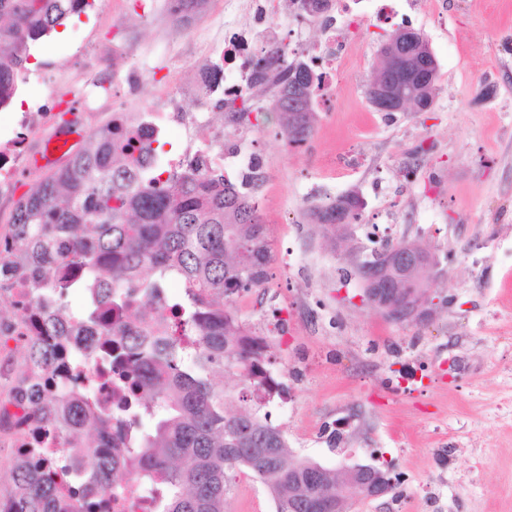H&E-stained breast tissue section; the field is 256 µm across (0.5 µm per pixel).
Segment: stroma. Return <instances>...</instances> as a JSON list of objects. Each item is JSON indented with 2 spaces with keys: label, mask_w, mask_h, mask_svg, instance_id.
<instances>
[{
  "label": "stroma",
  "mask_w": 512,
  "mask_h": 512,
  "mask_svg": "<svg viewBox=\"0 0 512 512\" xmlns=\"http://www.w3.org/2000/svg\"><path fill=\"white\" fill-rule=\"evenodd\" d=\"M29 50L17 105L0 111V143L20 102H43V68L56 80L51 111L30 141L38 153L64 111L83 131L109 122L106 93L137 112L173 72L198 58L221 62L225 33L244 28L239 0L203 12L193 40L163 38L155 0H91ZM350 0L338 24L357 52L336 97L317 101L312 136L289 147L276 118L235 130L242 154L270 170L257 195L273 248L265 288L236 308L263 333L272 317L270 372L284 389L266 407L295 457L327 467H388L400 481L383 497L352 493L348 512H512V0H394L424 33L439 66L431 108L376 112L366 88L394 26L365 19ZM300 57L321 38L309 17L266 0ZM132 54L144 83L113 69ZM366 206L346 248L376 239L427 244L446 274L431 288L432 315L396 322L362 301L309 209L347 192ZM337 444H330L331 435ZM268 487L236 473L225 512H275Z\"/></svg>",
  "instance_id": "stroma-1"
}]
</instances>
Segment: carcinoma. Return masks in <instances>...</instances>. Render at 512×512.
Returning a JSON list of instances; mask_svg holds the SVG:
<instances>
[{
  "instance_id": "1",
  "label": "carcinoma",
  "mask_w": 512,
  "mask_h": 512,
  "mask_svg": "<svg viewBox=\"0 0 512 512\" xmlns=\"http://www.w3.org/2000/svg\"><path fill=\"white\" fill-rule=\"evenodd\" d=\"M88 0H0V105L17 89L26 57L20 51L56 32ZM291 61L274 75L254 73L253 85H271L269 110L276 113L282 138L291 146L313 132V110L298 120L295 109L315 100L322 76ZM232 122L251 124V96L222 102ZM143 118H113L92 130L65 165L44 178L16 204L11 237L14 264L28 279L40 315L61 342L80 337L85 357L110 343L131 362L129 391L134 405L112 432V417L93 407V391L55 388L46 406L51 428L70 448L87 449L83 479L112 495L122 491L112 444L127 449L139 488L154 512H224L228 484L247 470L264 482L277 512H288V493L303 478L306 460L293 457L283 432L261 413L283 391L271 376L270 345L239 319L231 296L262 287L269 279L272 244L261 219L255 183L233 182L197 163L159 167L158 134L141 138ZM336 200L310 211L326 236L342 225ZM178 279L185 288L175 302L181 331L161 307L164 288ZM426 275L420 266L404 278L382 277L384 288H412ZM80 288L90 305L78 314L67 297ZM131 313L125 323L105 317L113 309ZM57 358L54 344H32L26 359L41 372ZM237 377L251 405L219 387L217 375ZM267 449L262 462L252 452ZM65 463L16 459L9 471L5 512H95L100 506L74 494L63 504L59 476ZM348 479L345 468L322 469L321 485Z\"/></svg>"
}]
</instances>
